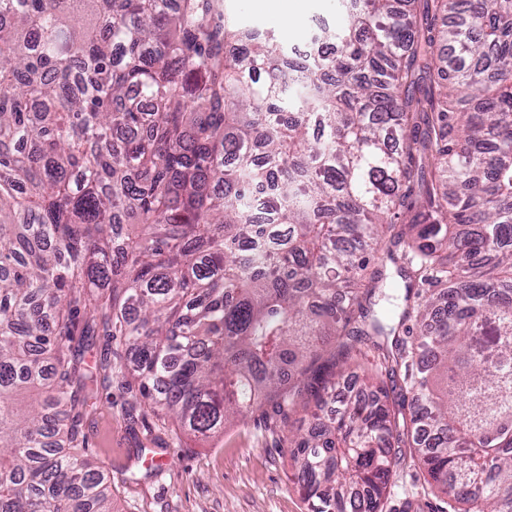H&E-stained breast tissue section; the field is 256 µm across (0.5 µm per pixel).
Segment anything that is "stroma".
Wrapping results in <instances>:
<instances>
[{
    "label": "stroma",
    "mask_w": 512,
    "mask_h": 512,
    "mask_svg": "<svg viewBox=\"0 0 512 512\" xmlns=\"http://www.w3.org/2000/svg\"><path fill=\"white\" fill-rule=\"evenodd\" d=\"M241 24L304 47L318 21L340 23L338 0H301L290 22L255 0H228ZM117 388L94 387L83 408L89 454L112 477L113 512H308L291 479L288 430L250 417L206 439L175 437L149 409L128 406ZM444 498L417 460L402 453L389 487L388 512H441Z\"/></svg>",
    "instance_id": "35a3bbf8"
}]
</instances>
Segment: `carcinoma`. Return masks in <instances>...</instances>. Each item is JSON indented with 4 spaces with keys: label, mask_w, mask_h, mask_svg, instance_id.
Listing matches in <instances>:
<instances>
[{
    "label": "carcinoma",
    "mask_w": 512,
    "mask_h": 512,
    "mask_svg": "<svg viewBox=\"0 0 512 512\" xmlns=\"http://www.w3.org/2000/svg\"><path fill=\"white\" fill-rule=\"evenodd\" d=\"M417 2L301 53L215 0H0V512H112L100 332L180 433L309 414L311 512H384L400 448L512 512V0ZM112 350V353H111ZM113 351L117 354H113ZM108 352V357L112 359V372L116 371L119 366V354L124 353V348L119 341H108L107 336H103L100 332L98 336H93L90 341V345L84 350L81 355V368L82 371L84 369H88L89 371H95L94 367L99 363L100 359L106 357V353ZM87 371V372H89Z\"/></svg>",
    "instance_id": "obj_1"
}]
</instances>
